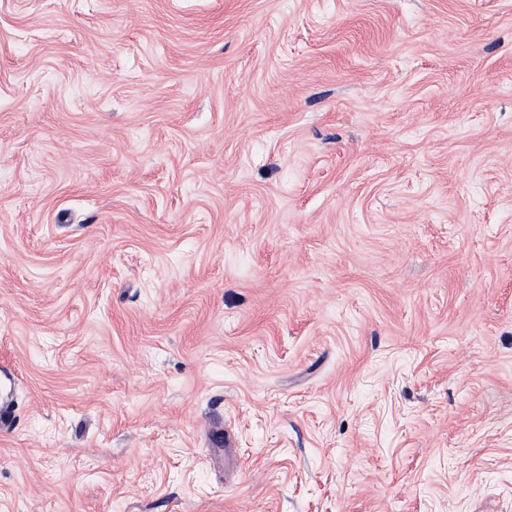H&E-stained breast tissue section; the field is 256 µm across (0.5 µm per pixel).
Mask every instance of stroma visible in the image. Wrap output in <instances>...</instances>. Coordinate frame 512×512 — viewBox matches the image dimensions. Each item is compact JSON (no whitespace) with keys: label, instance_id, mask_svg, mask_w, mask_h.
Here are the masks:
<instances>
[{"label":"stroma","instance_id":"1","mask_svg":"<svg viewBox=\"0 0 512 512\" xmlns=\"http://www.w3.org/2000/svg\"><path fill=\"white\" fill-rule=\"evenodd\" d=\"M6 369L0 512H512V0H0Z\"/></svg>","mask_w":512,"mask_h":512}]
</instances>
